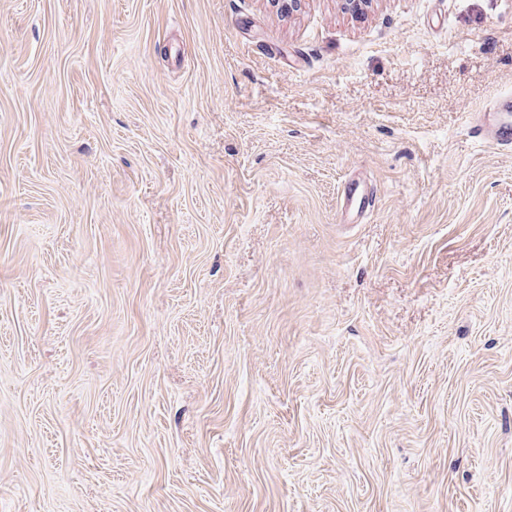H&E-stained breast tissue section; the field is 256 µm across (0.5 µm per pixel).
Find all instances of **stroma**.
<instances>
[{
	"label": "stroma",
	"instance_id": "obj_1",
	"mask_svg": "<svg viewBox=\"0 0 512 512\" xmlns=\"http://www.w3.org/2000/svg\"><path fill=\"white\" fill-rule=\"evenodd\" d=\"M510 93L512 0H0V512H512ZM511 101L504 98L492 112L483 113L481 131L490 141L501 148H512V114Z\"/></svg>",
	"mask_w": 512,
	"mask_h": 512
}]
</instances>
